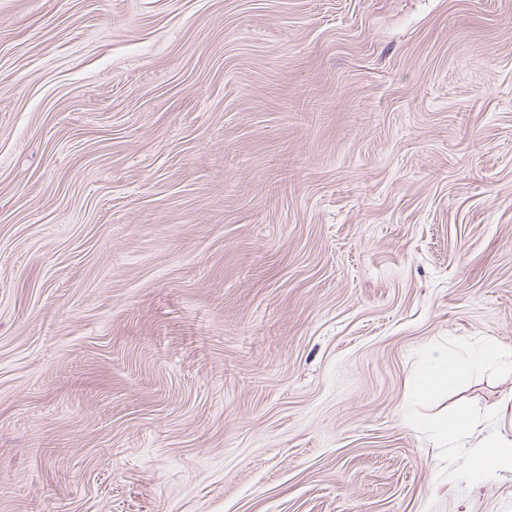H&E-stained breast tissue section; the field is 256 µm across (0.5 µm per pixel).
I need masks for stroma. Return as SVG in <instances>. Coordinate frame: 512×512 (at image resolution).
Here are the masks:
<instances>
[{"label":"stroma","mask_w":512,"mask_h":512,"mask_svg":"<svg viewBox=\"0 0 512 512\" xmlns=\"http://www.w3.org/2000/svg\"><path fill=\"white\" fill-rule=\"evenodd\" d=\"M488 438L512 0H0V512H512ZM459 370V365L454 363L434 362L421 375L418 388L423 394H428L441 386L450 387L454 383ZM478 448L479 450L475 455V466L485 468V465L497 463L503 456L502 448L507 447L504 446L503 441L496 438H489L482 441L481 446Z\"/></svg>","instance_id":"35a3bbf8"}]
</instances>
